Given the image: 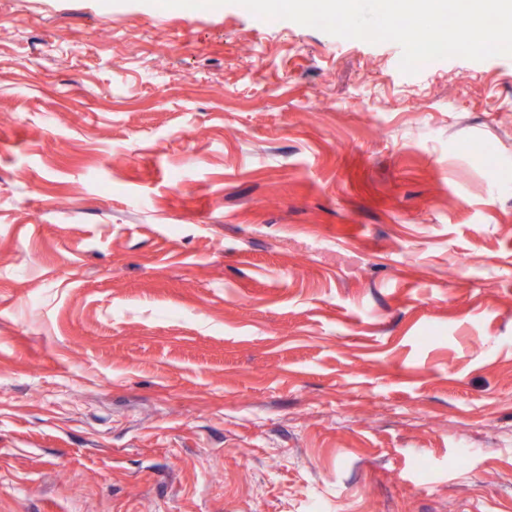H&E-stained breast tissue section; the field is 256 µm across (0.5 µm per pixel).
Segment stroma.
<instances>
[{"label": "stroma", "mask_w": 512, "mask_h": 512, "mask_svg": "<svg viewBox=\"0 0 512 512\" xmlns=\"http://www.w3.org/2000/svg\"><path fill=\"white\" fill-rule=\"evenodd\" d=\"M226 0H0V512H512V56Z\"/></svg>", "instance_id": "stroma-1"}]
</instances>
